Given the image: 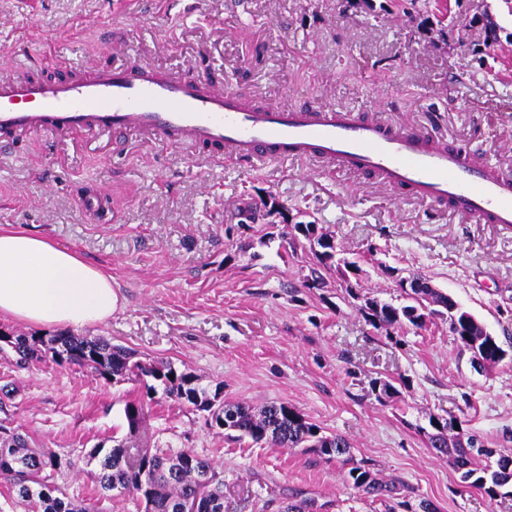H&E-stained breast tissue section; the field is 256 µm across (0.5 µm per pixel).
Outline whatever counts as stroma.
<instances>
[{
    "instance_id": "35a3bbf8",
    "label": "stroma",
    "mask_w": 512,
    "mask_h": 512,
    "mask_svg": "<svg viewBox=\"0 0 512 512\" xmlns=\"http://www.w3.org/2000/svg\"><path fill=\"white\" fill-rule=\"evenodd\" d=\"M382 2L0 0V78L31 54L80 66L109 26L144 64L185 72L202 61L268 103H328L416 125L512 174V0H411L390 14ZM475 16L459 37L456 21ZM126 141L113 156L105 136L23 137L0 156V226L112 276L111 318L81 335L171 361L222 386L228 401L295 406L350 438L356 459L399 483L410 506L512 512V496L492 501L462 483L424 432L430 416L456 418L512 452V230L306 161L250 168L146 135ZM86 182L110 188L117 223H92L78 207ZM265 200L278 208L274 225L241 223L242 210ZM304 219L359 262L356 296L330 272L307 287L305 256L288 255L291 227ZM413 271L497 337L507 352L497 367L474 370L442 318L390 338L367 325L361 297L402 304L397 283ZM375 379L402 382L400 394L378 400ZM131 401L145 408L137 445L210 460L224 477V512H278L291 498L314 500L318 512H388L345 480L341 462L227 437L205 412L134 381L48 361L20 367L0 353V423L71 459L54 480L72 497L92 496L85 455L125 437Z\"/></svg>"
}]
</instances>
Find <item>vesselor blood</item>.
<instances>
[{"mask_svg": "<svg viewBox=\"0 0 512 512\" xmlns=\"http://www.w3.org/2000/svg\"><path fill=\"white\" fill-rule=\"evenodd\" d=\"M79 131L107 135L125 150L124 133L257 167L310 160L365 176L479 224L512 228V180L476 151L332 104L281 108L218 85L206 70L179 73L128 57L118 66L74 69L36 58L0 80V154L18 135ZM79 208L94 221L115 215L111 195L85 183Z\"/></svg>", "mask_w": 512, "mask_h": 512, "instance_id": "obj_1", "label": "vessel or blood"}]
</instances>
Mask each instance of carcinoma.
Returning a JSON list of instances; mask_svg holds the SVG:
<instances>
[{
	"label": "carcinoma",
	"instance_id": "carcinoma-1",
	"mask_svg": "<svg viewBox=\"0 0 512 512\" xmlns=\"http://www.w3.org/2000/svg\"><path fill=\"white\" fill-rule=\"evenodd\" d=\"M294 246L308 250L312 287L323 284L322 271L334 267L336 246L333 239L318 232L315 224H295ZM407 303L394 306L368 298L361 306L365 321L386 333L410 325L422 329L434 316L448 317L449 331L470 352L471 363L485 368L501 362L507 352L484 324L443 291L412 288ZM10 349L20 366L45 359L58 366L86 369L108 383L124 380L152 383L146 393L162 388L163 395L186 407L206 411L211 426L229 436L249 438L256 444L283 448H307L319 456L350 464L348 482L353 488L381 499H394L400 488L376 477L373 468L352 456V444L343 435H326L301 411L286 403L254 407L245 402H227L221 387L214 391L200 385V379L177 370L169 361L136 359V353L104 338L60 334L45 341L18 331H0V351ZM141 402L125 408L129 436L136 435L143 423ZM429 447L439 458H446L460 473L462 482L484 492L490 499L512 495V453L500 452L495 465H483L480 458L495 454L478 436L469 433L453 418L432 416ZM64 463L50 448H34L27 438L0 424V480L12 503L24 512H101L103 499L114 498L113 491L132 493L144 504V512H183L190 501H198L197 512H224V478L212 463L189 450L137 448L123 439L107 448L97 444L90 449L87 463L94 483V496L70 497L54 481Z\"/></svg>",
	"mask_w": 512,
	"mask_h": 512
}]
</instances>
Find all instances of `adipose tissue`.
<instances>
[{"mask_svg":"<svg viewBox=\"0 0 512 512\" xmlns=\"http://www.w3.org/2000/svg\"><path fill=\"white\" fill-rule=\"evenodd\" d=\"M116 304L112 278L101 268L42 237L0 229V316L81 328L110 319Z\"/></svg>","mask_w":512,"mask_h":512,"instance_id":"adipose-tissue-1","label":"adipose tissue"}]
</instances>
